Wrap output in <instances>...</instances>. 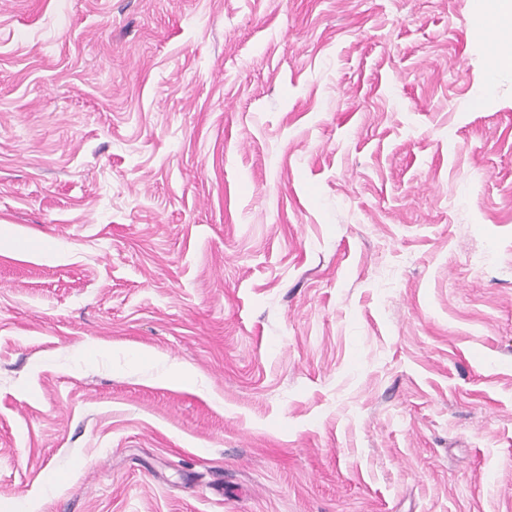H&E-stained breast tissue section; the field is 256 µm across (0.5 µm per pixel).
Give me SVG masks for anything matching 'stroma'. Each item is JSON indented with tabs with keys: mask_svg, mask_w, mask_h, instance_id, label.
Returning a JSON list of instances; mask_svg holds the SVG:
<instances>
[{
	"mask_svg": "<svg viewBox=\"0 0 512 512\" xmlns=\"http://www.w3.org/2000/svg\"><path fill=\"white\" fill-rule=\"evenodd\" d=\"M491 59L474 0H0V512H512Z\"/></svg>",
	"mask_w": 512,
	"mask_h": 512,
	"instance_id": "obj_1",
	"label": "stroma"
}]
</instances>
